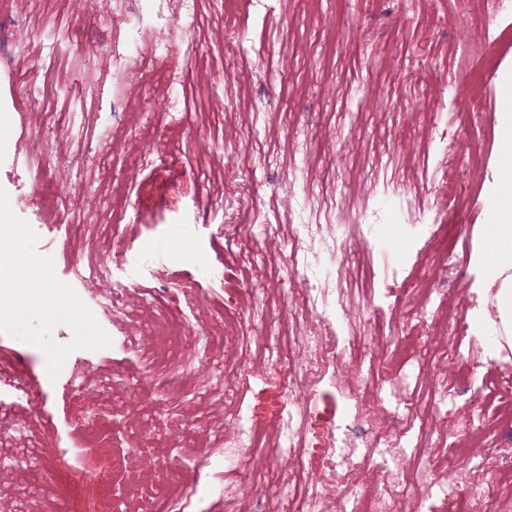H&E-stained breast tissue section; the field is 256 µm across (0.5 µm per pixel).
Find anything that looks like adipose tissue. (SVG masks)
I'll list each match as a JSON object with an SVG mask.
<instances>
[{
	"mask_svg": "<svg viewBox=\"0 0 512 512\" xmlns=\"http://www.w3.org/2000/svg\"><path fill=\"white\" fill-rule=\"evenodd\" d=\"M488 236L495 251H480L475 260L482 265L490 282L499 286L498 313L503 326L512 325V224H492Z\"/></svg>",
	"mask_w": 512,
	"mask_h": 512,
	"instance_id": "1",
	"label": "adipose tissue"
}]
</instances>
